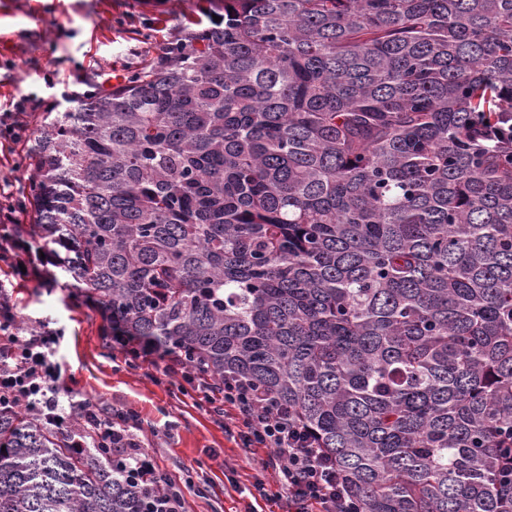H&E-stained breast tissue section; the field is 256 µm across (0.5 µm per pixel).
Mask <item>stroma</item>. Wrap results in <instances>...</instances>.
<instances>
[{"label":"stroma","instance_id":"1","mask_svg":"<svg viewBox=\"0 0 512 512\" xmlns=\"http://www.w3.org/2000/svg\"><path fill=\"white\" fill-rule=\"evenodd\" d=\"M216 13L211 0H0V123L23 129L21 139L0 144V180L12 183L22 224L35 220L24 155L46 113L68 111L67 96L148 66L162 43L210 26ZM0 281L9 285L18 327L52 334L59 414L86 400L136 413L142 446L181 488L186 512H289L268 449L243 447L181 377L113 349L99 309L74 299L63 265L49 262L22 279L0 263ZM258 482L267 497H252Z\"/></svg>","mask_w":512,"mask_h":512}]
</instances>
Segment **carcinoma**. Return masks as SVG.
Segmentation results:
<instances>
[{"label": "carcinoma", "mask_w": 512, "mask_h": 512, "mask_svg": "<svg viewBox=\"0 0 512 512\" xmlns=\"http://www.w3.org/2000/svg\"><path fill=\"white\" fill-rule=\"evenodd\" d=\"M27 157L35 242L121 331L249 380L360 512H512V0H222ZM0 408V512H145Z\"/></svg>", "instance_id": "carcinoma-1"}]
</instances>
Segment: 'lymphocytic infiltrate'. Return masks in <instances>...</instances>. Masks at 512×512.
Segmentation results:
<instances>
[{
  "label": "lymphocytic infiltrate",
  "instance_id": "1",
  "mask_svg": "<svg viewBox=\"0 0 512 512\" xmlns=\"http://www.w3.org/2000/svg\"><path fill=\"white\" fill-rule=\"evenodd\" d=\"M50 340L46 331L20 334L8 302L0 301L1 407L37 409L49 420H57L59 376L46 362ZM116 342L132 360L164 361L166 373L181 375L198 391L220 393L223 405L235 411L237 436L243 447L272 450L292 512H353L355 504L347 497L344 476L280 399L238 377L214 380L204 364L180 362L138 337L120 336ZM73 413L77 423L93 433L97 446L108 448L114 457L127 462L126 474L147 491L151 512H184L181 490L154 455L142 448L134 417L122 412L108 420L89 402L76 405Z\"/></svg>",
  "mask_w": 512,
  "mask_h": 512
}]
</instances>
